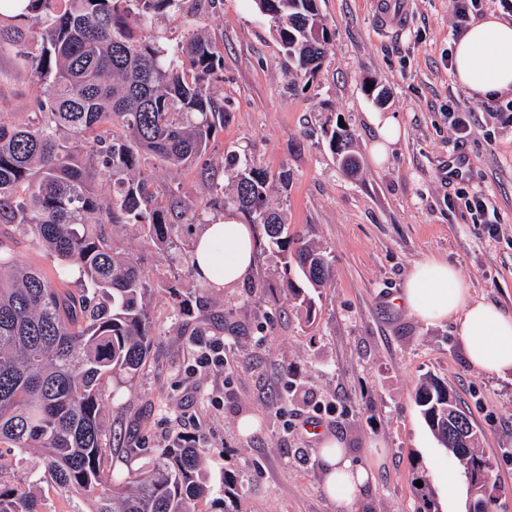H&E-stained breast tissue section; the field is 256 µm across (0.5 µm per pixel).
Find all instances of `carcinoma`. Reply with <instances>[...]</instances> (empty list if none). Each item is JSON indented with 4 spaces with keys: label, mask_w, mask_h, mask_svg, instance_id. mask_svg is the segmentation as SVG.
Masks as SVG:
<instances>
[{
    "label": "carcinoma",
    "mask_w": 512,
    "mask_h": 512,
    "mask_svg": "<svg viewBox=\"0 0 512 512\" xmlns=\"http://www.w3.org/2000/svg\"><path fill=\"white\" fill-rule=\"evenodd\" d=\"M267 16L295 75L317 76L329 44L316 0H255ZM185 0H27L18 19H0V56L10 55L43 87L36 120L0 118V223L31 246L75 269L82 288L60 287L22 265L0 242V512H42L40 485L80 496L74 512H201L210 497L198 436L180 435L134 468L138 448L104 446L105 379L134 376L147 362L154 336L148 302L160 284L139 262L113 251L101 227L134 225L158 245L172 239L175 220L194 224L207 203L177 207L159 199L148 165L183 170L207 154L224 100L207 85L222 68L217 45L189 21L185 38L161 48L134 29L164 13H184ZM329 149L349 173L358 169L347 127L330 132ZM232 191L224 197L248 223L264 227L269 244L295 259L306 287L329 286L328 256L288 236L270 198L288 182L227 157ZM112 182L101 199L92 182ZM416 403L431 431L465 477L490 486L492 466L475 448L448 438V409L461 426L468 416L439 382L421 384ZM38 455L40 467L14 483L5 479ZM124 453L126 472L104 471L110 453ZM237 479L224 472L218 512H240Z\"/></svg>",
    "instance_id": "cac0c4a2"
}]
</instances>
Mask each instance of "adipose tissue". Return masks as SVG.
<instances>
[{
  "instance_id": "adipose-tissue-1",
  "label": "adipose tissue",
  "mask_w": 512,
  "mask_h": 512,
  "mask_svg": "<svg viewBox=\"0 0 512 512\" xmlns=\"http://www.w3.org/2000/svg\"><path fill=\"white\" fill-rule=\"evenodd\" d=\"M452 71L457 83L477 95L512 90V23L491 14L471 25L454 45ZM256 250L253 227L226 212L223 220L204 225L197 235L194 272L209 287H236L250 273ZM400 302L423 322L453 323L472 367L512 372V314L474 298L447 262L431 258L417 263ZM322 446L329 493L346 506L358 507L372 478L369 468L338 439L323 438Z\"/></svg>"
}]
</instances>
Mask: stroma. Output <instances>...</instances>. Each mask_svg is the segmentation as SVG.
I'll return each instance as SVG.
<instances>
[{
  "label": "stroma",
  "mask_w": 512,
  "mask_h": 512,
  "mask_svg": "<svg viewBox=\"0 0 512 512\" xmlns=\"http://www.w3.org/2000/svg\"><path fill=\"white\" fill-rule=\"evenodd\" d=\"M407 18L383 30L372 0H317L331 33L321 69L306 87L289 88L288 58L253 0H201L196 19L221 49L210 87L223 98V127L202 163L152 169L166 202L210 200L229 185L224 156L290 174L271 198L291 235L330 258L329 286L297 311L281 255L260 241L251 274L216 289L190 262L203 224L222 219L213 204L202 223L181 225L176 249L157 246L137 227L114 230L117 252L137 258L159 287L150 308L157 328L138 376L106 382L104 419L111 447L138 448L136 465L178 433L199 436L212 497L224 474L241 475L243 512H346L325 490L323 436L372 464L363 512H420L416 478L426 479L437 512H468L458 463L441 448L414 401L432 376L469 416L493 466L492 512H512V375L476 370L452 323H424L397 304L418 262L453 265L476 298L512 313V91L475 97L452 76V0H406ZM385 89L386 111L403 134L387 162L375 165L367 86ZM40 87L11 57L0 58V111L28 122ZM469 109L473 133L457 138L447 108ZM355 133L360 169L343 173L328 149L338 124ZM494 207L496 223L469 207L473 194ZM185 303L172 316L176 303ZM225 364H201L214 341ZM256 426L242 433V418Z\"/></svg>",
  "instance_id": "obj_1"
}]
</instances>
